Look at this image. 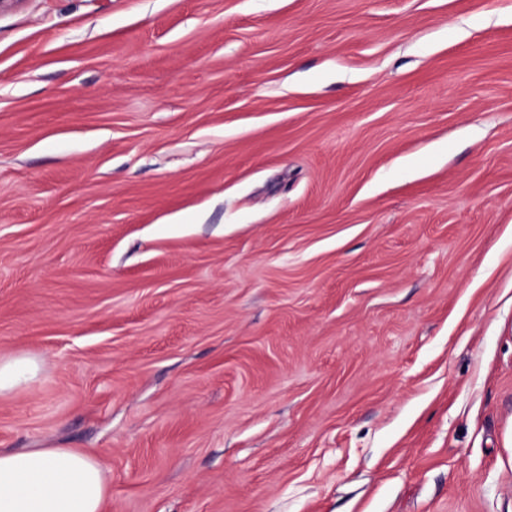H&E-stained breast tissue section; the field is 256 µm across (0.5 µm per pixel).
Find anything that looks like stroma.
I'll return each instance as SVG.
<instances>
[{
    "instance_id": "35a3bbf8",
    "label": "stroma",
    "mask_w": 512,
    "mask_h": 512,
    "mask_svg": "<svg viewBox=\"0 0 512 512\" xmlns=\"http://www.w3.org/2000/svg\"><path fill=\"white\" fill-rule=\"evenodd\" d=\"M13 355L103 512H512V0L0 11Z\"/></svg>"
}]
</instances>
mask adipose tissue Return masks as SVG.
Listing matches in <instances>:
<instances>
[{"instance_id":"adipose-tissue-1","label":"adipose tissue","mask_w":512,"mask_h":512,"mask_svg":"<svg viewBox=\"0 0 512 512\" xmlns=\"http://www.w3.org/2000/svg\"><path fill=\"white\" fill-rule=\"evenodd\" d=\"M104 471L73 448L0 452V512H102Z\"/></svg>"}]
</instances>
